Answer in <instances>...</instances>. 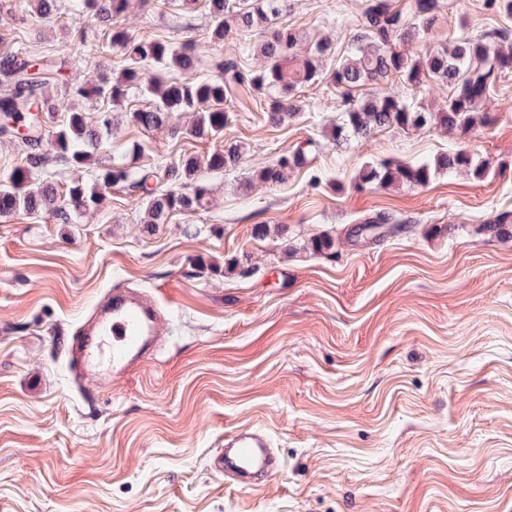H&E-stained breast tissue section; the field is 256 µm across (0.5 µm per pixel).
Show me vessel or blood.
I'll return each instance as SVG.
<instances>
[{"label":"vessel or blood","instance_id":"1","mask_svg":"<svg viewBox=\"0 0 512 512\" xmlns=\"http://www.w3.org/2000/svg\"><path fill=\"white\" fill-rule=\"evenodd\" d=\"M162 311L155 300L122 287L112 291V306L93 323H80L73 332L68 369L76 382L107 379L128 372L143 350L161 332ZM277 459L267 437L240 430L224 438V455L215 466L225 479L265 468Z\"/></svg>","mask_w":512,"mask_h":512}]
</instances>
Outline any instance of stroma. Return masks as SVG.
Segmentation results:
<instances>
[{"label": "stroma", "mask_w": 512, "mask_h": 512, "mask_svg": "<svg viewBox=\"0 0 512 512\" xmlns=\"http://www.w3.org/2000/svg\"><path fill=\"white\" fill-rule=\"evenodd\" d=\"M366 0H292L299 51L330 39L335 68ZM137 38L193 40L204 59L208 0H129L117 17ZM512 44V16L488 0H439L419 55L467 34ZM37 51L69 42L64 77L96 84L116 66L84 14L44 25L0 0V53L17 37ZM343 92L295 93L296 118L275 126L267 104L229 105L224 138L246 151L232 173L207 174V209L146 229L138 195L106 191L65 224L46 214L0 219V512H512V238L476 234L512 213V70L481 104L493 116L455 139L436 127L385 129L335 146ZM142 97L113 111L96 165L134 151L136 165L178 163L214 149L131 120ZM467 146L492 168L435 175L424 187L357 189L366 163H416ZM305 147L307 163L270 186L256 160ZM406 232L364 246L345 233L377 212ZM284 224L293 248L255 238ZM335 247L313 252L317 235ZM121 283L166 307L167 335L135 370L76 386L74 328ZM265 432L281 462L251 486L210 463L224 435Z\"/></svg>", "instance_id": "obj_1"}]
</instances>
